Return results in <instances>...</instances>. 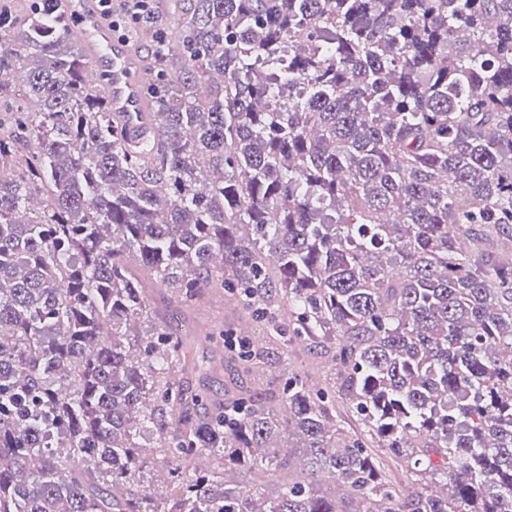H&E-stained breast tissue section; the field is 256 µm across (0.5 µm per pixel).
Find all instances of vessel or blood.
<instances>
[{"mask_svg":"<svg viewBox=\"0 0 512 512\" xmlns=\"http://www.w3.org/2000/svg\"><path fill=\"white\" fill-rule=\"evenodd\" d=\"M79 38L93 65V86L103 89L111 111L128 122L131 133H139L142 115L149 109L140 52L130 42L114 37L95 0H83Z\"/></svg>","mask_w":512,"mask_h":512,"instance_id":"vessel-or-blood-1","label":"vessel or blood"}]
</instances>
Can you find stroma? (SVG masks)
Returning a JSON list of instances; mask_svg holds the SVG:
<instances>
[{"label": "stroma", "instance_id": "1", "mask_svg": "<svg viewBox=\"0 0 512 512\" xmlns=\"http://www.w3.org/2000/svg\"><path fill=\"white\" fill-rule=\"evenodd\" d=\"M182 314L188 325L186 343L200 366L199 371L186 379L192 389H210L221 394L240 392L277 405L294 372L314 388L332 391L334 387V350L330 344H313L296 337L287 341L274 332V325H287V313H280L272 324L265 316L242 312L224 293L208 290ZM244 326L250 329L249 335L243 338L245 345L264 353L261 368L249 374L242 372L238 362L225 352L223 339L211 336L217 327L236 334Z\"/></svg>", "mask_w": 512, "mask_h": 512}]
</instances>
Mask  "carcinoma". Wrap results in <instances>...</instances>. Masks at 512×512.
<instances>
[{
    "instance_id": "carcinoma-1",
    "label": "carcinoma",
    "mask_w": 512,
    "mask_h": 512,
    "mask_svg": "<svg viewBox=\"0 0 512 512\" xmlns=\"http://www.w3.org/2000/svg\"><path fill=\"white\" fill-rule=\"evenodd\" d=\"M39 5L0 18V512H512V260L464 248L512 238V0H174L139 137ZM156 285L335 339L433 488L298 374L280 409L189 393ZM332 400L333 414L336 415L338 423L345 430L362 439L366 446H369L368 449L372 451L378 460L385 479L395 487L398 495L404 498L421 491L423 486L419 481H416L417 477L412 474L410 467H406L400 459L388 453L384 448H376V444H371L368 441L360 417L349 409L345 399L338 392L337 387L336 395Z\"/></svg>"
}]
</instances>
